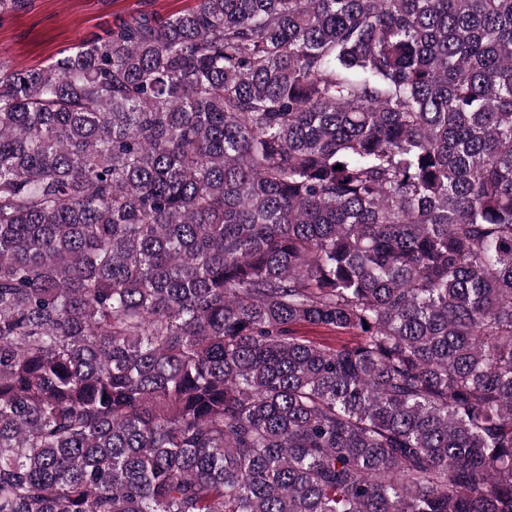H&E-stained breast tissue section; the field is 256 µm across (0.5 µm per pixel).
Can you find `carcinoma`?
Wrapping results in <instances>:
<instances>
[{"mask_svg": "<svg viewBox=\"0 0 512 512\" xmlns=\"http://www.w3.org/2000/svg\"><path fill=\"white\" fill-rule=\"evenodd\" d=\"M0 512H512V0L0 58Z\"/></svg>", "mask_w": 512, "mask_h": 512, "instance_id": "carcinoma-1", "label": "carcinoma"}]
</instances>
